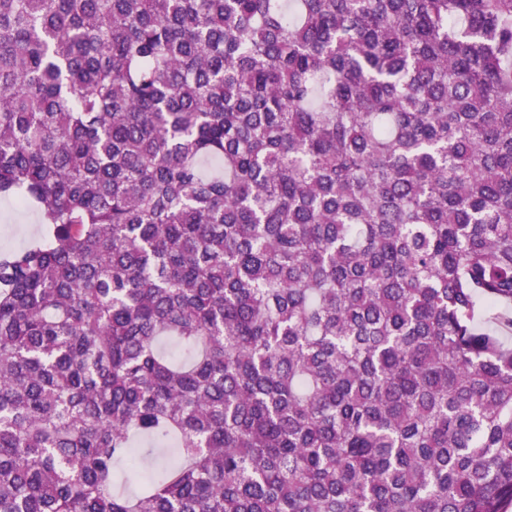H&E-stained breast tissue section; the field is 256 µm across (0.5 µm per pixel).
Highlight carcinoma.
<instances>
[{
    "mask_svg": "<svg viewBox=\"0 0 512 512\" xmlns=\"http://www.w3.org/2000/svg\"><path fill=\"white\" fill-rule=\"evenodd\" d=\"M0 194V512L512 503V0H0ZM39 215L19 208L12 198L0 199V251L26 248L42 236L44 224Z\"/></svg>",
    "mask_w": 512,
    "mask_h": 512,
    "instance_id": "cac0c4a2",
    "label": "carcinoma"
}]
</instances>
